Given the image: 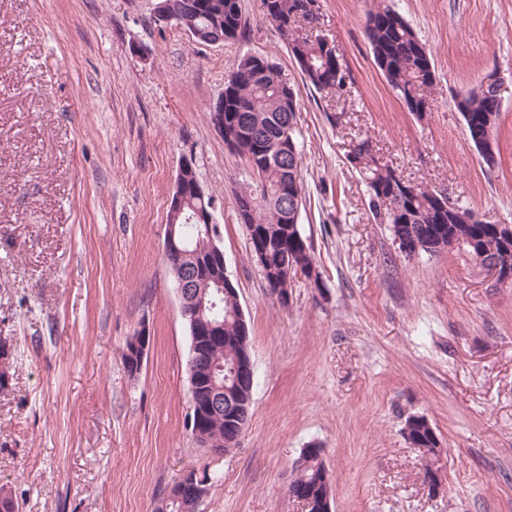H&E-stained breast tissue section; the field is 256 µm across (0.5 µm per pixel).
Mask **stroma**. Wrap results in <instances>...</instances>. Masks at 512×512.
<instances>
[{
	"label": "stroma",
	"mask_w": 512,
	"mask_h": 512,
	"mask_svg": "<svg viewBox=\"0 0 512 512\" xmlns=\"http://www.w3.org/2000/svg\"><path fill=\"white\" fill-rule=\"evenodd\" d=\"M159 0H0V486L19 512H155L191 469L215 479L195 512H301L288 495L318 444L332 512H512V282L459 247L405 257L373 223L346 154L368 140L409 181L512 224V0H393L435 68L431 110L408 112L365 33L371 0H319L348 79L317 93L261 0L241 36L194 45ZM246 53L301 103L299 228L323 285L271 295L237 218L247 179L209 108ZM501 81L487 167L453 97ZM190 156L214 202L250 329L249 425L227 455L188 427L190 337L163 261L167 199ZM148 325L141 369L126 340ZM425 416L444 479L429 493L402 428Z\"/></svg>",
	"instance_id": "1"
}]
</instances>
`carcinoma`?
<instances>
[{
  "instance_id": "obj_1",
  "label": "carcinoma",
  "mask_w": 512,
  "mask_h": 512,
  "mask_svg": "<svg viewBox=\"0 0 512 512\" xmlns=\"http://www.w3.org/2000/svg\"><path fill=\"white\" fill-rule=\"evenodd\" d=\"M194 10L186 15L183 29L191 30L200 42L212 41L220 34L236 39L242 31L240 0H191ZM318 0H262L263 12L281 37L288 41L292 56L306 82L316 91L343 90L346 72H338L336 58L324 56L326 38L299 34L302 23L299 9ZM366 35L374 61L392 91L408 111L421 120L430 110L429 94L435 83V71L426 44L409 22L392 6L384 5L366 17ZM285 73L266 56L245 54L224 82V144L245 164L252 177L236 196V206L249 200L251 210L241 218L249 234L251 255L266 258L263 278L279 300L288 299V288L302 268L310 284L320 287L313 255L301 235L299 225L291 223V213L301 212L305 198L302 177V145L299 141L298 92L288 95L281 88ZM461 113L468 139L483 162L496 163L497 144L493 130L500 108L491 106L482 86L466 89L454 98ZM351 167L365 183L368 210L376 224H387L394 239L415 242L419 253L435 254L458 241L477 265L491 264L512 270V241L499 233L497 224H486L474 211L456 200L405 179L396 169L380 161L367 141H360L347 153ZM211 199L191 201L185 213L168 214V223L186 239L194 259L205 258L210 238L198 223H185L190 207H210ZM202 314L207 321L224 323L220 336L201 337V348L189 357L191 405L202 410L198 428L191 429L196 442L216 454L238 447L239 439L231 428L234 418L247 425L253 389L250 381L225 376L221 367L231 368L251 361L250 330L238 312L236 294H224L220 288H197ZM221 391L225 409L205 410L212 393ZM407 438L422 455L435 462L443 454L434 429L420 426L416 416L405 420ZM303 486L315 499L334 497L321 449H308L304 463L297 466L289 489ZM199 497L186 495L181 500L163 498L156 512H195Z\"/></svg>"
}]
</instances>
